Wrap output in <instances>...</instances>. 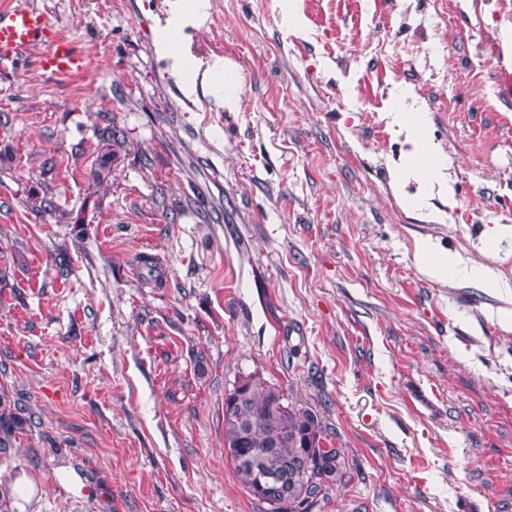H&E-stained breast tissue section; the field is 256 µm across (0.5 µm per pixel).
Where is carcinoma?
I'll return each instance as SVG.
<instances>
[{
	"instance_id": "carcinoma-1",
	"label": "carcinoma",
	"mask_w": 512,
	"mask_h": 512,
	"mask_svg": "<svg viewBox=\"0 0 512 512\" xmlns=\"http://www.w3.org/2000/svg\"><path fill=\"white\" fill-rule=\"evenodd\" d=\"M125 143L123 131L114 125L99 129L100 159L89 170V180L100 185L112 174V158ZM50 189L28 195L27 208L37 215L53 210ZM241 396L231 392L224 397V448L232 461L240 484L247 492L256 489L258 471H283L286 463L306 456L310 466L304 472L288 471L303 500L315 506L331 485L341 479L345 467L342 449L332 446L329 434L317 414L308 406L289 399L283 388L269 383L256 373L241 374ZM32 415L21 412L10 393L0 389V460L12 457L19 435L31 431ZM277 441L268 448L258 463L247 454L253 448Z\"/></svg>"
}]
</instances>
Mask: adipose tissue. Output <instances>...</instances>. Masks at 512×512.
Masks as SVG:
<instances>
[{
	"label": "adipose tissue",
	"instance_id": "1",
	"mask_svg": "<svg viewBox=\"0 0 512 512\" xmlns=\"http://www.w3.org/2000/svg\"><path fill=\"white\" fill-rule=\"evenodd\" d=\"M209 10L210 0H177L163 24L156 28L155 47L168 60L170 69L179 79L186 96H195L199 84L211 85L215 89V105L233 112L239 106L241 92L235 64L218 57L207 69H200L187 45L190 31L204 25ZM172 33L179 34L182 40L180 49H172L168 40ZM389 118L405 134L406 148L400 163L393 171L391 181L400 204L407 207L422 204L426 197L435 192L442 194L445 199H453V187L442 177L443 162L432 152V139L424 114L398 107L390 112ZM414 260L430 279L436 281L446 280L449 273L453 272L484 283L489 288L498 285L488 269L479 266L465 267L456 254L439 250L427 240L416 242Z\"/></svg>",
	"mask_w": 512,
	"mask_h": 512
}]
</instances>
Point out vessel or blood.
Here are the masks:
<instances>
[{
    "label": "vessel or blood",
    "instance_id": "obj_1",
    "mask_svg": "<svg viewBox=\"0 0 512 512\" xmlns=\"http://www.w3.org/2000/svg\"><path fill=\"white\" fill-rule=\"evenodd\" d=\"M36 44L49 45L38 65L57 76L79 72L84 60L53 32L47 14L19 0L16 6L0 10V63L13 62L24 50Z\"/></svg>",
    "mask_w": 512,
    "mask_h": 512
}]
</instances>
